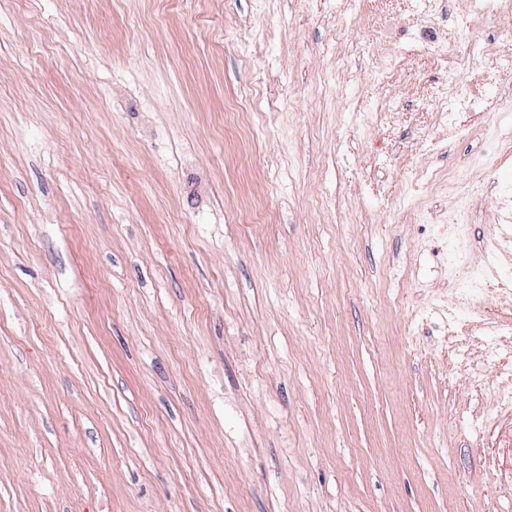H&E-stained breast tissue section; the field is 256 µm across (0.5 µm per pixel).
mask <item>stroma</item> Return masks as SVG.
Listing matches in <instances>:
<instances>
[{
  "label": "stroma",
  "instance_id": "stroma-1",
  "mask_svg": "<svg viewBox=\"0 0 512 512\" xmlns=\"http://www.w3.org/2000/svg\"><path fill=\"white\" fill-rule=\"evenodd\" d=\"M510 41L0 0V512H512Z\"/></svg>",
  "mask_w": 512,
  "mask_h": 512
}]
</instances>
